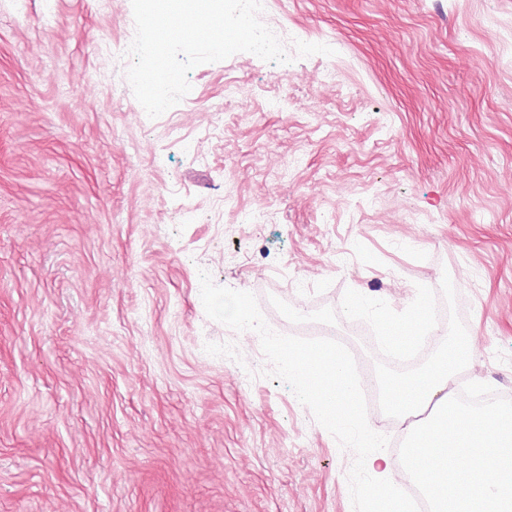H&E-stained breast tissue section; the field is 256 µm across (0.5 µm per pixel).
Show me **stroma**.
<instances>
[{"label": "stroma", "mask_w": 512, "mask_h": 512, "mask_svg": "<svg viewBox=\"0 0 512 512\" xmlns=\"http://www.w3.org/2000/svg\"><path fill=\"white\" fill-rule=\"evenodd\" d=\"M262 3L289 62L198 65L152 118L131 0H0V512H353L204 271L370 372L345 291L450 277L459 381L512 395V0Z\"/></svg>", "instance_id": "obj_1"}]
</instances>
